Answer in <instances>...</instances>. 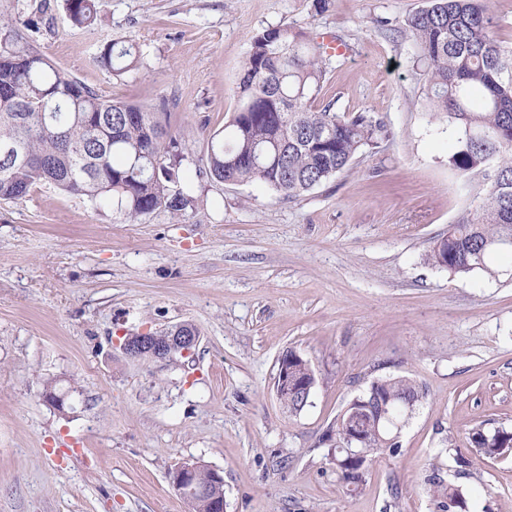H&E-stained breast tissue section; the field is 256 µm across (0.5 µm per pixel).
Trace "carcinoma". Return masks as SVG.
Segmentation results:
<instances>
[{"instance_id":"carcinoma-1","label":"carcinoma","mask_w":512,"mask_h":512,"mask_svg":"<svg viewBox=\"0 0 512 512\" xmlns=\"http://www.w3.org/2000/svg\"><path fill=\"white\" fill-rule=\"evenodd\" d=\"M72 25L98 19L96 0H65ZM418 62L425 66L426 97L435 117L458 134L448 167L463 174L494 165L480 203L433 241L427 260L459 277L496 275L489 258L512 253V46L493 33L490 0H430L405 20ZM131 43L106 45L96 57L124 73L137 67ZM331 59L324 44L291 26L258 32L239 76L240 105L221 131L209 135L195 176L213 183L260 182L293 199L350 166L365 147L388 136L368 112L347 118L314 106ZM165 105L148 111L112 101L56 68L22 35L19 21L0 10V144L24 151L23 166L0 167V199L19 200L50 185L105 205L128 221L165 212L174 219L195 207L180 171L188 154L169 129ZM424 392L407 377L375 381L336 421V442L357 435L360 455L332 448L336 475L348 490L384 450L399 448L401 434ZM481 459L512 450V431L474 428L466 436ZM429 493L439 512H468L462 489L432 467Z\"/></svg>"}]
</instances>
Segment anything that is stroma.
Returning <instances> with one entry per match:
<instances>
[{
	"instance_id": "1",
	"label": "stroma",
	"mask_w": 512,
	"mask_h": 512,
	"mask_svg": "<svg viewBox=\"0 0 512 512\" xmlns=\"http://www.w3.org/2000/svg\"><path fill=\"white\" fill-rule=\"evenodd\" d=\"M38 2L6 7L54 66L114 100L167 104L186 179L269 26L337 38L317 106L374 113L389 135L293 200L196 184L177 220L129 222L48 186L0 199V512H190L169 478L183 462L223 474L225 512H437L435 466L470 512H512V454L483 461L466 444L476 427L512 429V257L493 258L494 278L427 260L482 194L481 176L448 166L456 133L430 116L404 28L428 0H97L98 24L81 29L64 0ZM109 42L134 44L136 69L98 64ZM179 324L200 333L189 356L120 349ZM290 349L318 378L295 416L275 389ZM397 376L425 397L397 452L346 491L327 437L351 400Z\"/></svg>"
}]
</instances>
